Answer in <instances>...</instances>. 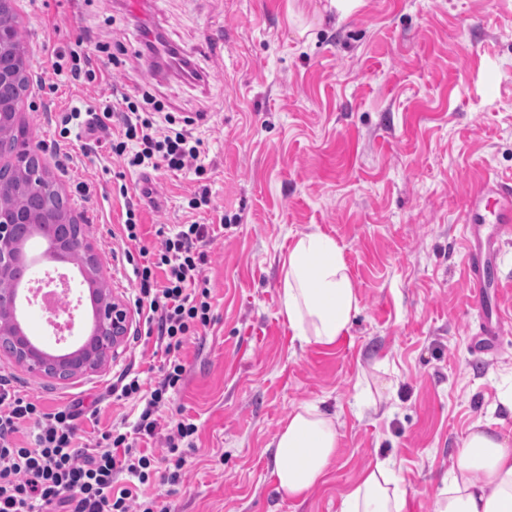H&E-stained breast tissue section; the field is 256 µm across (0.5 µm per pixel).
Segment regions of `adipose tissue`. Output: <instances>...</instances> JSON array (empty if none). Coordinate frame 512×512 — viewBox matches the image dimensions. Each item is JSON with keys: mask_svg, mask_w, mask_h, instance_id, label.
Returning a JSON list of instances; mask_svg holds the SVG:
<instances>
[{"mask_svg": "<svg viewBox=\"0 0 512 512\" xmlns=\"http://www.w3.org/2000/svg\"><path fill=\"white\" fill-rule=\"evenodd\" d=\"M280 312L301 342L335 346L350 330L358 296L343 249L319 229L301 233L282 265ZM337 415L303 404L273 443L277 489L291 499L320 483L336 452ZM404 480L387 461L368 467L342 499L341 512H405ZM434 512H512V438L475 422L459 448Z\"/></svg>", "mask_w": 512, "mask_h": 512, "instance_id": "ef3b65f1", "label": "adipose tissue"}]
</instances>
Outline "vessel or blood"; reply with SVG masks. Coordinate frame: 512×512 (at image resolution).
Returning a JSON list of instances; mask_svg holds the SVG:
<instances>
[{"label": "vessel or blood", "mask_w": 512, "mask_h": 512, "mask_svg": "<svg viewBox=\"0 0 512 512\" xmlns=\"http://www.w3.org/2000/svg\"><path fill=\"white\" fill-rule=\"evenodd\" d=\"M470 236L464 257V280L472 307L487 311L480 326L479 351L486 352L498 343L503 329L502 314L496 298L499 280L488 271L495 264L503 243L512 238V180L485 178L470 192L465 213ZM493 221L492 232H484L486 221Z\"/></svg>", "instance_id": "obj_1"}]
</instances>
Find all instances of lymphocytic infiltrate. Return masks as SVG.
Segmentation results:
<instances>
[{
    "instance_id": "lymphocytic-infiltrate-1",
    "label": "lymphocytic infiltrate",
    "mask_w": 512,
    "mask_h": 512,
    "mask_svg": "<svg viewBox=\"0 0 512 512\" xmlns=\"http://www.w3.org/2000/svg\"><path fill=\"white\" fill-rule=\"evenodd\" d=\"M116 116L124 137L110 148L127 167L205 174L199 163L203 138L177 126L160 104L148 108L128 95L113 99L87 134ZM210 238L209 225L180 224L164 233L156 252L141 248L138 256L126 258L139 283L134 305L162 359L155 384L127 371L112 384L116 399L140 405L136 420H121L101 432L93 447L83 446L77 426L85 414L82 403L46 407L0 374V512H171L149 492L156 458L138 443L163 437L172 456L180 446L192 445L197 432L184 419L160 434L159 414L185 381L182 350L188 337L212 322L211 292L202 279Z\"/></svg>"
}]
</instances>
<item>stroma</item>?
Returning a JSON list of instances; mask_svg holds the SVG:
<instances>
[{"label":"stroma","instance_id":"obj_1","mask_svg":"<svg viewBox=\"0 0 512 512\" xmlns=\"http://www.w3.org/2000/svg\"><path fill=\"white\" fill-rule=\"evenodd\" d=\"M318 0H144L140 16L115 0H16L31 77L21 119L52 180L85 219L101 274L131 308L137 283L121 226L138 203L143 246L160 226L212 225L203 270L213 321L189 337L186 378L162 414L198 427L182 479L158 457L155 490L177 512H340L344 494L377 461L392 460L406 512H433L470 426L512 437L498 405L512 385V241L494 269L509 315L499 347L478 352L482 321L462 278L465 199L485 177L512 178V0H364L343 21H319ZM190 56L205 79L158 76L142 25ZM91 50L94 81L51 78L56 53ZM108 53L95 52L96 44ZM116 55L119 65L109 64ZM147 96L187 119L207 150L205 175L128 170L108 148L62 135L64 118L120 94ZM154 191L142 197L144 187ZM208 188L210 203L188 202ZM336 239L359 309L331 349L295 338L279 313L282 261L310 226ZM28 243L37 269L72 276L74 334L58 341L48 313L23 305L25 333L47 352L88 336L93 305L79 267ZM132 313L112 358L69 380L30 374L0 352V372L51 407H98L94 438L128 410L108 396L122 369L158 380L153 340ZM303 403L337 413L340 438L322 482L304 498L277 490L267 450Z\"/></svg>","mask_w":512,"mask_h":512}]
</instances>
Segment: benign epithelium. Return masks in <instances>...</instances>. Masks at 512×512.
Returning a JSON list of instances; mask_svg holds the SVG:
<instances>
[{
    "mask_svg": "<svg viewBox=\"0 0 512 512\" xmlns=\"http://www.w3.org/2000/svg\"><path fill=\"white\" fill-rule=\"evenodd\" d=\"M18 45V28L11 0H0V89L10 83L27 85V71L17 68L19 53L7 50ZM21 94L11 98L0 95V281L15 282L24 275L28 261L20 249L21 241L32 227L44 224L50 230L52 248L67 251L70 259L96 285L97 309L94 341L78 358L62 363L58 358L41 353L18 335L17 289H0V349L10 354L29 371L58 379H68L100 368L112 358L127 329L128 311L112 296L105 284L100 266L85 235L80 232L85 220L66 206L62 193L46 177L47 166L42 155L24 138L18 119ZM29 184L44 191L42 204L26 203L13 191V186Z\"/></svg>",
    "mask_w": 512,
    "mask_h": 512,
    "instance_id": "benign-epithelium-1",
    "label": "benign epithelium"
}]
</instances>
